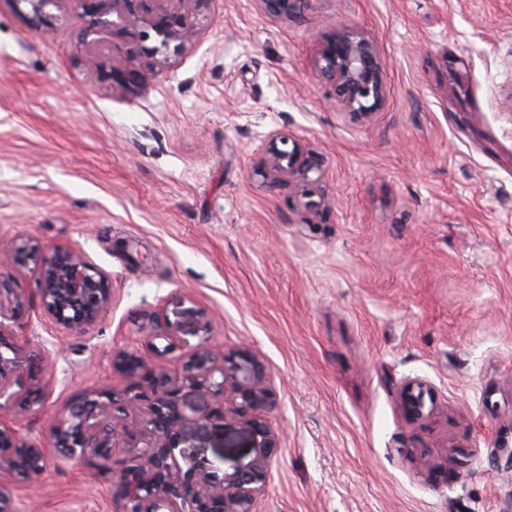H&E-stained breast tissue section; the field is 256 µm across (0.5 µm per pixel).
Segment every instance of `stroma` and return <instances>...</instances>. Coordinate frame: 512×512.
<instances>
[{
  "label": "stroma",
  "mask_w": 512,
  "mask_h": 512,
  "mask_svg": "<svg viewBox=\"0 0 512 512\" xmlns=\"http://www.w3.org/2000/svg\"><path fill=\"white\" fill-rule=\"evenodd\" d=\"M348 20L389 63L385 108L341 110L314 65ZM77 26L42 36L25 0H0V238L75 249L110 303L84 335L30 304L16 333L50 359L43 405L0 417L46 438L93 389L120 391L113 358L181 293L211 315V345L265 363L280 437L257 512H512V0H208L184 52L137 98L80 63ZM301 144L309 185L262 166ZM324 204L308 211L304 187ZM436 412L411 422L405 381ZM184 445L221 469L253 457L239 426ZM112 462L49 454L10 479L16 512H118Z\"/></svg>",
  "instance_id": "obj_1"
}]
</instances>
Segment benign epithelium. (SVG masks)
Here are the masks:
<instances>
[{"label":"benign epithelium","instance_id":"benign-epithelium-1","mask_svg":"<svg viewBox=\"0 0 512 512\" xmlns=\"http://www.w3.org/2000/svg\"><path fill=\"white\" fill-rule=\"evenodd\" d=\"M25 2L31 7L34 24L45 33L72 23L76 17L94 18L80 32L83 63L90 70H99L97 41L91 38L97 27L109 26L114 35L130 28H140L145 34L154 31L161 37L159 45L127 47L122 60L103 74L112 92L137 96L147 90L146 73L171 66L172 58L182 51L196 19L189 5L199 0H77L83 12L76 17L61 9L64 0ZM260 2L272 16H289L302 0ZM49 6L59 13L46 12ZM110 14L117 21L104 19ZM315 67L345 111L371 116L386 105V63L376 41L357 27L341 24L324 37L316 52ZM266 162L289 177H304L316 168L297 143L288 152H272ZM0 249L11 251L20 267L35 265L36 298L55 324L73 335H83L97 323L110 301L111 287L105 275L81 253L56 249L45 254L36 245L2 240ZM30 302V296L0 279V400L6 404L20 400L34 407L42 405L46 397L43 387L34 381L48 372L49 365L30 354L27 344L13 331L18 316ZM209 327L205 309L175 294L163 315L148 316L140 327V334L156 354L164 356L177 350L188 354L175 374L148 367L134 350L116 355L115 369L127 380L124 410L149 415L153 425L141 453L144 464L138 470H125L116 486L114 495L123 502V512H255L256 497L266 485L279 448L278 435L257 413L272 408L275 397L264 362L251 351H238L230 366L224 367L223 353L207 345ZM192 338L197 342L191 343ZM185 390L221 398L226 390L235 395L237 402L219 406L201 415V420L213 427L242 425L252 438L253 457L249 463L220 474L215 461L193 447H180L178 435L185 419L181 398ZM400 396L411 417L422 419L431 413L426 399L432 398V391L425 382L407 381ZM102 397L101 393L87 395L57 417L45 441L21 435L14 425L0 418V476L41 472L47 464L49 447L70 458L91 456L108 462L116 449L130 447L135 433L112 420ZM179 458L187 469L179 466Z\"/></svg>","mask_w":512,"mask_h":512}]
</instances>
